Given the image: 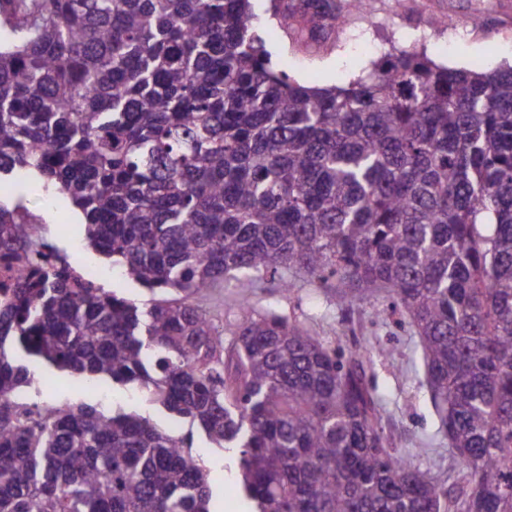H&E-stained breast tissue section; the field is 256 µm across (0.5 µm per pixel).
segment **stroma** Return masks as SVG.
Here are the masks:
<instances>
[{
	"label": "stroma",
	"instance_id": "obj_1",
	"mask_svg": "<svg viewBox=\"0 0 512 512\" xmlns=\"http://www.w3.org/2000/svg\"><path fill=\"white\" fill-rule=\"evenodd\" d=\"M270 6L271 0H256L255 30L277 69L307 86L348 84L393 46L426 53L451 69L478 66L487 71L512 64V0H366L363 12L345 14L342 24L312 47L289 39L287 30L272 19ZM445 17L456 18L457 26H437V19ZM19 200L42 220L49 240L72 263L103 266V259L86 247L79 216L66 198L42 187L19 194L11 177L0 178V202L10 205ZM288 277L293 286L287 291L279 281L266 277L237 288H214L195 304L228 335L236 328L239 302L245 298L255 312H274L301 322L311 335L337 352L348 354L363 346L391 348L390 357L375 360L367 371L382 400L386 434L394 448L411 453L415 466L429 477L459 482L458 460L447 438L438 432L415 333L397 318L379 321L381 299L340 307L330 287L306 272L293 270ZM34 377L35 388L28 396L35 401L106 411L120 408L155 419L161 416L149 393L136 385L102 393L48 367L36 368ZM209 449L201 465L208 475L212 512H251L236 478L232 452Z\"/></svg>",
	"mask_w": 512,
	"mask_h": 512
}]
</instances>
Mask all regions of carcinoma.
Returning a JSON list of instances; mask_svg holds the SVG:
<instances>
[{"label":"carcinoma","instance_id":"1","mask_svg":"<svg viewBox=\"0 0 512 512\" xmlns=\"http://www.w3.org/2000/svg\"><path fill=\"white\" fill-rule=\"evenodd\" d=\"M333 0H289L318 41ZM252 0H0V176L53 185L141 307L66 274L0 204L35 268L0 299V512H211L206 473L151 417L13 397L46 363L148 389L239 449L256 512H512V67L388 53L346 86L273 67ZM291 266L342 306L381 296L424 353L456 489L392 449L364 363L243 299L230 346L194 305Z\"/></svg>","mask_w":512,"mask_h":512}]
</instances>
